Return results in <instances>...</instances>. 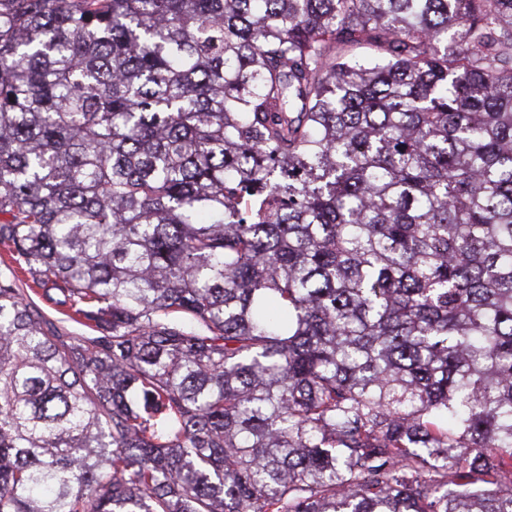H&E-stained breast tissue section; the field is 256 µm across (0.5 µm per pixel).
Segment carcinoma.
Instances as JSON below:
<instances>
[{"instance_id": "cac0c4a2", "label": "carcinoma", "mask_w": 512, "mask_h": 512, "mask_svg": "<svg viewBox=\"0 0 512 512\" xmlns=\"http://www.w3.org/2000/svg\"><path fill=\"white\" fill-rule=\"evenodd\" d=\"M0 215V512H512V0H0Z\"/></svg>"}]
</instances>
